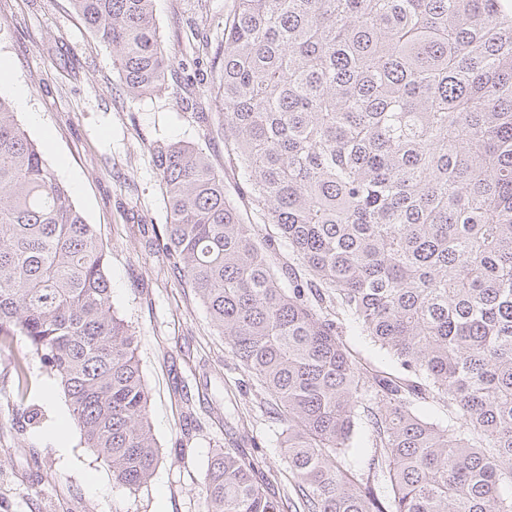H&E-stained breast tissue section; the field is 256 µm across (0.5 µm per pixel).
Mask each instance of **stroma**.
I'll list each match as a JSON object with an SVG mask.
<instances>
[{"mask_svg":"<svg viewBox=\"0 0 512 512\" xmlns=\"http://www.w3.org/2000/svg\"><path fill=\"white\" fill-rule=\"evenodd\" d=\"M232 0H155L171 60L168 90L127 95L112 53L70 0H0V60L26 96L19 119L107 251L112 304L138 338L160 460L129 491L80 443L68 405L21 337L0 343V512H205L207 459L228 448L281 495L292 476L270 395L228 351L192 288L159 251L167 210L153 164L158 142L190 143L223 173L243 217L251 205L224 148L210 72ZM25 357L27 387L14 358ZM66 440H59V428Z\"/></svg>","mask_w":512,"mask_h":512,"instance_id":"obj_1","label":"stroma"}]
</instances>
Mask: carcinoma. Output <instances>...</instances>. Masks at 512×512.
Returning <instances> with one entry per match:
<instances>
[{"label": "carcinoma", "mask_w": 512, "mask_h": 512, "mask_svg": "<svg viewBox=\"0 0 512 512\" xmlns=\"http://www.w3.org/2000/svg\"><path fill=\"white\" fill-rule=\"evenodd\" d=\"M72 3L127 93L168 88L154 0ZM210 92L256 223L203 149L158 144L161 252L274 397L295 496L220 450L206 512H512V9L233 0ZM17 114L0 96V334L40 357L84 447L136 490L159 462L137 336L100 233ZM284 249L305 283L282 287ZM348 322L400 371L356 360ZM361 422L362 472L345 464Z\"/></svg>", "instance_id": "cac0c4a2"}]
</instances>
